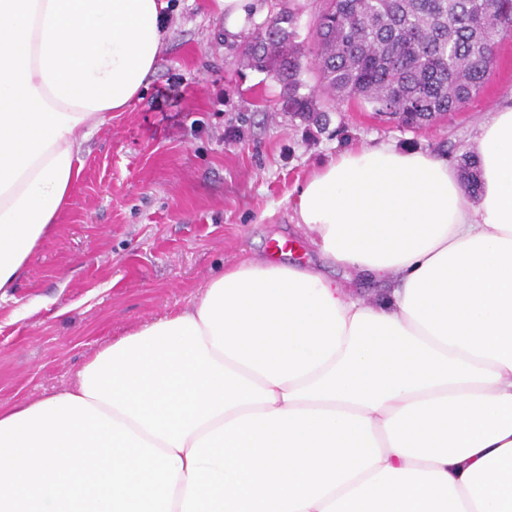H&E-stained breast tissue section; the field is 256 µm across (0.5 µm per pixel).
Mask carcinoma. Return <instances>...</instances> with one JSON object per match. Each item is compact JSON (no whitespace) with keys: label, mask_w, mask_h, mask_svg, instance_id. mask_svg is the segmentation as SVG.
I'll return each instance as SVG.
<instances>
[{"label":"carcinoma","mask_w":512,"mask_h":512,"mask_svg":"<svg viewBox=\"0 0 512 512\" xmlns=\"http://www.w3.org/2000/svg\"><path fill=\"white\" fill-rule=\"evenodd\" d=\"M312 51L297 42L296 15L272 10L241 48L240 60L279 86L281 110L317 123L321 99L355 98L390 122L426 126L459 111L488 82L486 58L512 29V0H322ZM322 57L319 86L303 94L307 57ZM479 191L476 156L460 165Z\"/></svg>","instance_id":"carcinoma-1"}]
</instances>
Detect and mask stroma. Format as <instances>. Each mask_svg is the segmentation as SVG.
<instances>
[{
	"label": "stroma",
	"instance_id": "1",
	"mask_svg": "<svg viewBox=\"0 0 512 512\" xmlns=\"http://www.w3.org/2000/svg\"><path fill=\"white\" fill-rule=\"evenodd\" d=\"M211 0H169L167 42L140 99L82 147L80 177L52 231L0 300V408L65 391L99 349L188 306L225 266L269 257L323 266L297 226L298 187L350 147L386 145L459 166L512 104V41L460 111L420 129L347 99L318 126L275 109L279 88L242 67Z\"/></svg>",
	"mask_w": 512,
	"mask_h": 512
}]
</instances>
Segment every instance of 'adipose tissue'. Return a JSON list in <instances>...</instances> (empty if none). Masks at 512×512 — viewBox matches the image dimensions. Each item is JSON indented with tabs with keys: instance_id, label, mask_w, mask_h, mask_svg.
Returning <instances> with one entry per match:
<instances>
[{
	"instance_id": "ef3b65f1",
	"label": "adipose tissue",
	"mask_w": 512,
	"mask_h": 512,
	"mask_svg": "<svg viewBox=\"0 0 512 512\" xmlns=\"http://www.w3.org/2000/svg\"><path fill=\"white\" fill-rule=\"evenodd\" d=\"M166 0H0V297L65 208L79 131L154 73ZM480 192L434 156L342 151L297 189L333 266L241 259L0 409V512H512V105Z\"/></svg>"
}]
</instances>
